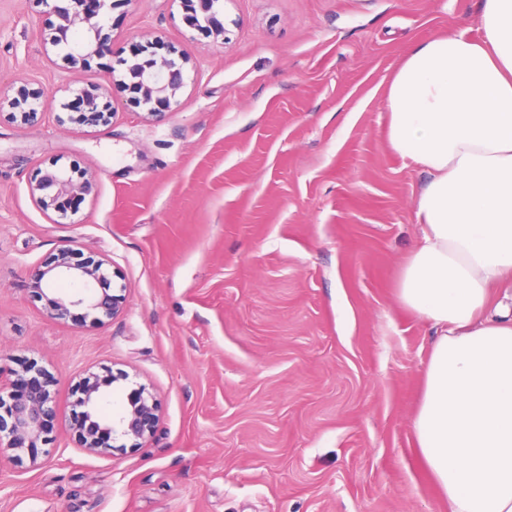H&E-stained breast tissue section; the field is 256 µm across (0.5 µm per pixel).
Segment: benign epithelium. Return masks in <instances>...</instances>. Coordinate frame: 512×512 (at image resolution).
I'll use <instances>...</instances> for the list:
<instances>
[{
    "mask_svg": "<svg viewBox=\"0 0 512 512\" xmlns=\"http://www.w3.org/2000/svg\"><path fill=\"white\" fill-rule=\"evenodd\" d=\"M94 4L92 11H81L77 0H37L59 20L51 46L63 51L62 59L72 68L85 67L90 60L112 51L108 38L102 34L101 14L106 0H87ZM183 20L191 29L205 33L214 41L226 40L224 9L214 0H180ZM133 62L126 67L125 86L130 102L145 111L147 117L158 119L172 110L178 96L187 85L188 58L174 48L157 40L132 49ZM72 121L87 126L106 125L113 115L109 102L104 100L98 86L82 87L75 91ZM12 119L23 125L39 123L48 104L37 90L23 89L10 100ZM93 177L80 173L73 177L61 169L38 171L31 184V193L45 214H54V221L71 219L65 201L84 199L93 191ZM73 250L64 248L50 261L29 270V285L33 296L46 301L45 310L55 319H65L74 307L83 310V319L90 326H101L123 309V295L110 288L105 262L87 258L72 261ZM70 282L76 291L54 296L56 285ZM115 378L86 372L80 377L75 394L80 415L72 424V432L84 450L101 455L112 454L108 440L121 436L138 448L153 434L158 422V403L143 386L132 389L121 411L110 416L101 404L111 392ZM48 378L34 359H24L11 371V378H0V465L21 462L29 458L38 465L37 448L47 444V434L56 411Z\"/></svg>",
    "mask_w": 512,
    "mask_h": 512,
    "instance_id": "obj_1",
    "label": "benign epithelium"
}]
</instances>
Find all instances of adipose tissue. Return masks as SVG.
<instances>
[{"instance_id":"1","label":"adipose tissue","mask_w":512,"mask_h":512,"mask_svg":"<svg viewBox=\"0 0 512 512\" xmlns=\"http://www.w3.org/2000/svg\"><path fill=\"white\" fill-rule=\"evenodd\" d=\"M481 38L403 58L383 106L390 149L426 171L399 303L434 330L412 421L448 512H512V0H481Z\"/></svg>"}]
</instances>
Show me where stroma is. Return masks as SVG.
<instances>
[{"instance_id":"1","label":"stroma","mask_w":512,"mask_h":512,"mask_svg":"<svg viewBox=\"0 0 512 512\" xmlns=\"http://www.w3.org/2000/svg\"><path fill=\"white\" fill-rule=\"evenodd\" d=\"M479 0H226V44L177 0H115L109 54L67 67L57 20L0 0V94L41 91L33 127L0 113V368L38 360L57 417L38 466L0 465V512H448L412 418L431 346L396 288L428 176L386 141L384 91L404 53L477 36ZM162 38L188 59L160 122L111 71ZM101 85L106 126L70 121V89ZM95 174L74 223L31 195L37 171ZM71 247L124 286L104 326L60 321L27 290ZM112 404L143 385L159 421L98 455L71 424L84 372Z\"/></svg>"}]
</instances>
